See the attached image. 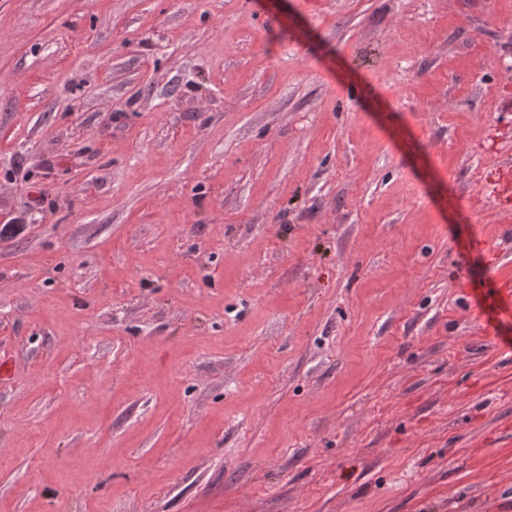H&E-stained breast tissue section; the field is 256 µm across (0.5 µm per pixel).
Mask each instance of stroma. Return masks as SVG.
<instances>
[{"mask_svg": "<svg viewBox=\"0 0 512 512\" xmlns=\"http://www.w3.org/2000/svg\"><path fill=\"white\" fill-rule=\"evenodd\" d=\"M0 512H512V0H0Z\"/></svg>", "mask_w": 512, "mask_h": 512, "instance_id": "35a3bbf8", "label": "stroma"}]
</instances>
